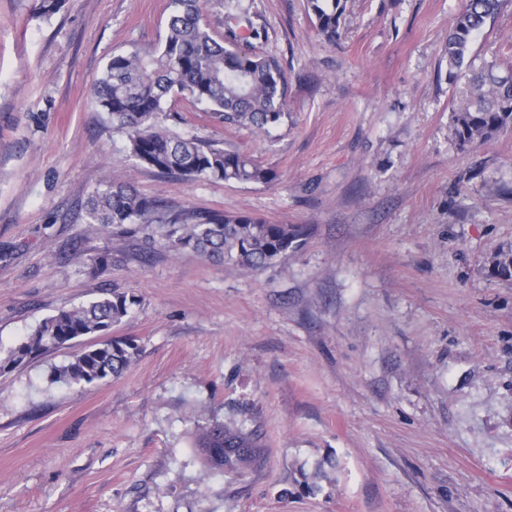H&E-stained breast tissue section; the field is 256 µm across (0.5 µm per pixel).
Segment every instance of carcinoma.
Wrapping results in <instances>:
<instances>
[{
	"instance_id": "1",
	"label": "carcinoma",
	"mask_w": 512,
	"mask_h": 512,
	"mask_svg": "<svg viewBox=\"0 0 512 512\" xmlns=\"http://www.w3.org/2000/svg\"><path fill=\"white\" fill-rule=\"evenodd\" d=\"M503 0H469L451 31L445 54L449 76L464 81L466 101L454 115L460 148L492 138L512 126V69L502 73L497 61L469 72L467 61L474 37L502 7ZM205 0H170L168 32L157 48H137L112 56L94 88V99L112 126L125 134L130 157L160 174L188 179L268 184L275 174L240 151L225 150L196 137L173 134L159 125V116L172 93L191 104H204L228 123L268 131L286 116V78L270 56L237 48L238 27H228L219 43L201 24ZM316 28L327 41L342 34L346 0H307ZM85 220L112 234L142 235L146 244L169 252L191 250L208 259L263 269L301 249L306 229L299 224H272L246 213L216 211L166 214L161 202L142 196L127 184H110L92 195ZM492 272L512 280V250L499 253ZM138 300L113 289L108 296L80 307L61 309L21 338L6 357L0 372L18 367L43 351L71 346L85 336H105L126 317ZM138 347L129 341H105L82 348L66 365L54 368V381L79 385L120 377ZM211 468L239 475L262 462V443L252 431L235 422L214 421L198 427L195 441ZM324 461L310 477L311 491L329 478Z\"/></svg>"
}]
</instances>
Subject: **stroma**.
<instances>
[{"label":"stroma","mask_w":512,"mask_h":512,"mask_svg":"<svg viewBox=\"0 0 512 512\" xmlns=\"http://www.w3.org/2000/svg\"><path fill=\"white\" fill-rule=\"evenodd\" d=\"M35 5L0 0V357L114 288L139 303L108 336L138 355L92 384L51 382L69 346L0 374V512H512V281L491 270L512 249V129L456 143L442 49L465 0H348L336 44L306 0H209L215 38L246 18L241 47L278 58L287 115L259 133L172 95L160 123L269 184L137 165L96 108L112 55L164 40L169 0ZM469 58L512 65V4ZM111 182L306 244L253 270L109 236L84 207ZM212 419L258 430L263 463L205 465Z\"/></svg>","instance_id":"obj_1"}]
</instances>
